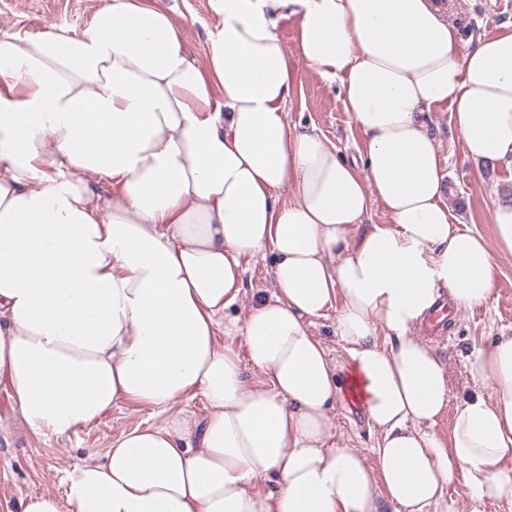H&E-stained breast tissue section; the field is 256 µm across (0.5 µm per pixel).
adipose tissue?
Returning <instances> with one entry per match:
<instances>
[{
  "mask_svg": "<svg viewBox=\"0 0 512 512\" xmlns=\"http://www.w3.org/2000/svg\"><path fill=\"white\" fill-rule=\"evenodd\" d=\"M208 3L202 64L152 0L0 40V385L39 438L123 403L164 418L22 512H456L461 482L512 502V335L478 352L491 394L442 439L448 380L414 334L441 299L491 301L493 250L512 252V196L491 237L453 225L423 123L448 108L468 159L512 163V29L464 45L435 0ZM287 15L340 85L358 158L288 127ZM376 201L390 221L363 228ZM267 251L272 293L226 317L242 258ZM330 310L342 369L308 328ZM349 393L382 434L374 462L329 442Z\"/></svg>",
  "mask_w": 512,
  "mask_h": 512,
  "instance_id": "ef3b65f1",
  "label": "adipose tissue"
}]
</instances>
